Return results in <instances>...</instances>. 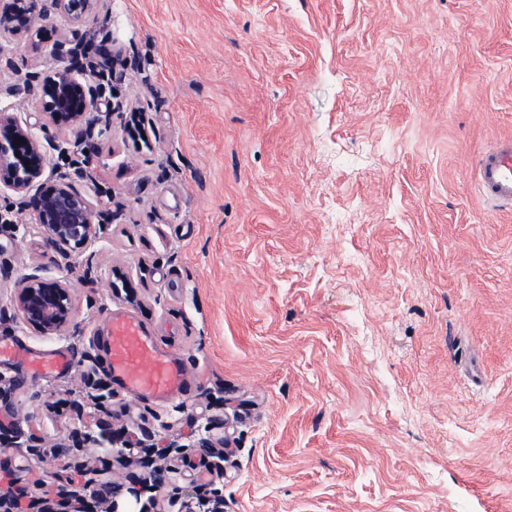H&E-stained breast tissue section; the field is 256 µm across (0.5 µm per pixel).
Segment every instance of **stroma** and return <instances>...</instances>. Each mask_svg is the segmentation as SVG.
<instances>
[{"label": "stroma", "mask_w": 512, "mask_h": 512, "mask_svg": "<svg viewBox=\"0 0 512 512\" xmlns=\"http://www.w3.org/2000/svg\"><path fill=\"white\" fill-rule=\"evenodd\" d=\"M41 6L0 57V107L46 124L43 185L86 190L101 229L55 250L0 191V338L76 358L53 376L0 360V493L69 512L89 468L129 487L163 448L162 504L512 512V212L473 171L512 136V0H98L80 23ZM59 41L105 74L80 134L38 110ZM35 268L76 288L62 335L9 304ZM118 311L184 363L189 399L114 384ZM100 424L112 447L88 441Z\"/></svg>", "instance_id": "obj_1"}]
</instances>
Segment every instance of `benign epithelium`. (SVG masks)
Wrapping results in <instances>:
<instances>
[{"label":"benign epithelium","mask_w":512,"mask_h":512,"mask_svg":"<svg viewBox=\"0 0 512 512\" xmlns=\"http://www.w3.org/2000/svg\"><path fill=\"white\" fill-rule=\"evenodd\" d=\"M54 9L79 23L93 10L95 0H52ZM36 0H8L0 8V52L12 41L31 35L42 20ZM98 96L76 70L64 67L48 77L40 111L51 119L79 130L89 121ZM47 154L33 127L14 113L0 109V174L6 186L24 193L43 176ZM97 209L90 198L70 183H61L40 194L32 205L31 223L43 239L58 249L80 248L97 233ZM12 305L19 319L36 325L47 336L64 332L73 317L74 298L69 282L46 278L36 272L18 278ZM94 500L102 512H121L120 486L89 481Z\"/></svg>","instance_id":"obj_1"}]
</instances>
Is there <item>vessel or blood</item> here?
Wrapping results in <instances>:
<instances>
[{"instance_id": "1", "label": "vessel or blood", "mask_w": 512, "mask_h": 512, "mask_svg": "<svg viewBox=\"0 0 512 512\" xmlns=\"http://www.w3.org/2000/svg\"><path fill=\"white\" fill-rule=\"evenodd\" d=\"M475 180L479 193L496 209H512V137L498 138L478 157ZM105 360L112 379L126 392L143 399L166 400L188 392L190 382L177 358L162 350L154 336L131 314L108 319ZM24 355L29 369L60 374L72 371L75 357L67 351L22 353L0 340V358Z\"/></svg>"}]
</instances>
